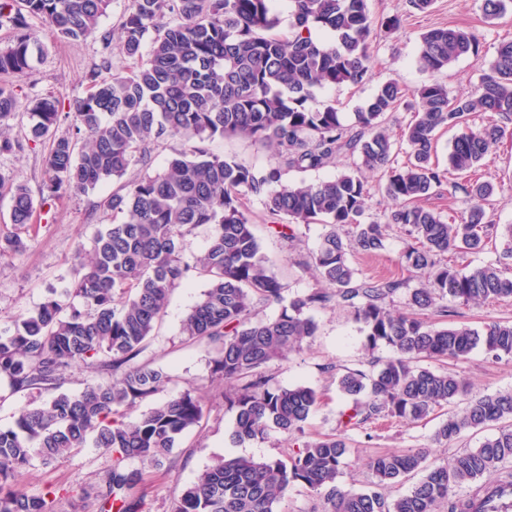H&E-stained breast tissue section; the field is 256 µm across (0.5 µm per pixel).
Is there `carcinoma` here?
<instances>
[{"instance_id": "obj_1", "label": "carcinoma", "mask_w": 512, "mask_h": 512, "mask_svg": "<svg viewBox=\"0 0 512 512\" xmlns=\"http://www.w3.org/2000/svg\"><path fill=\"white\" fill-rule=\"evenodd\" d=\"M290 2L293 31L282 34L276 0H128L115 42L110 32H99L110 0H0V27L12 30L9 43L0 46V76L30 69L37 48L33 19L66 41L97 33L102 46L100 64L84 76L88 93L76 102V135H53L61 112L59 98L50 94L28 109L23 138L0 134V154L21 149L25 139H48L50 199L87 193L107 179L120 183L103 201L117 221L96 231L71 287L0 331V381L14 393L49 394L22 409L12 426L0 428V512H53L59 499L92 496L99 512H142L138 492L146 474L164 467L180 438L203 418L193 391L161 396L170 376L138 361L173 289L194 276L209 286L183 318L181 331L214 346L211 377L224 382L235 441L302 432L318 393L302 385L274 386L263 369L315 336L318 325L305 311L331 303L353 313L368 350L384 345L396 353L339 377L338 389L348 399L343 430L384 417L413 424L449 405L456 409L436 428L437 443H451L467 429L508 424L441 464H427L424 449L372 456L368 467L381 485L424 471L408 493L392 500L338 487L347 444L335 434L304 443L287 462L220 458L182 491L174 512H276L297 483L325 493L331 512H435L441 502L448 503V512H482L484 495L498 485L512 488L509 473L476 495H456L463 485L512 465V392L466 400V383L457 374L418 365L423 359H464L479 348L512 355V322L476 329L439 326L424 317L429 309L442 321L453 316L450 301L512 299V277L503 274L512 264L511 224L495 261L467 270L448 260L450 254L485 249L498 232L483 207L493 186L478 178L448 182V195L461 192L472 201L451 223L419 204L447 182V172L480 169L512 123V40L500 43L473 90L451 97L436 74L462 56L478 55L479 39L449 27L421 35L418 60L430 78L415 90L413 119L402 134L408 159L395 167L386 114L401 101L396 82L382 84L355 113V132L344 124V113L317 100V91L369 78L375 27L391 32L399 19L377 22L368 0ZM313 28L333 39L313 38ZM116 53L130 62L122 73L112 72ZM17 107L15 86L1 80L0 121ZM486 113L497 119L475 130L467 125L469 116ZM441 128L461 129L446 170L433 162ZM217 135L247 137L271 149L272 161L255 170L214 155L206 141ZM163 141L173 143L165 169L123 181L131 165L149 167ZM355 153L368 170L390 169L382 189L394 208L383 224L364 220L369 190L358 169L314 184L284 180L290 171L321 169ZM6 194L11 223L26 228L35 213L31 192L0 175V196ZM253 199L263 204L270 229L286 241L295 239L293 224L326 228L313 255L319 286L292 298L272 319L252 317L255 304L280 302L284 290L264 266L250 220ZM201 225L211 228L209 242L189 261L184 239ZM392 226L410 239L400 255L408 277H358L348 255L383 250ZM420 274L424 280L410 287ZM400 292L404 308L388 307ZM81 365L96 369L99 378L78 393L63 391L68 370ZM145 401L151 402L145 411L125 419L122 409ZM89 446L112 460L93 493L49 483L36 495L15 482L36 461L49 467Z\"/></svg>"}]
</instances>
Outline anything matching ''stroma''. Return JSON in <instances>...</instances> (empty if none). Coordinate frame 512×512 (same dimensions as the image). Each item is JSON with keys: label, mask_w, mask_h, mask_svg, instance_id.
<instances>
[{"label": "stroma", "mask_w": 512, "mask_h": 512, "mask_svg": "<svg viewBox=\"0 0 512 512\" xmlns=\"http://www.w3.org/2000/svg\"><path fill=\"white\" fill-rule=\"evenodd\" d=\"M369 9L377 18L400 20L399 28L392 33L374 35L370 78L355 86L326 88L317 95L319 101L335 105L343 112L350 127L355 124V112L382 83L396 81L403 93L409 95L427 80V73L418 63L422 32L450 26L475 30L479 36L478 56L460 57L438 75L453 95L477 84L493 61L499 42L512 38V7L502 17L490 20L483 14V0H433L424 12L415 9L410 0H369ZM36 30L40 51L26 74L13 77L19 108L0 122V130L16 134L27 122L28 103L52 92L60 98L63 115L56 135L74 134V106L87 93L84 76L98 63L101 43L95 35L78 42L62 41L47 25H37ZM48 146L45 139L28 141L22 150L0 155V174L25 184L37 201L32 224L19 231L10 222L9 197H0V240L17 233L25 241L22 252L0 255V330L12 327L19 314L34 311L51 291L68 286L74 278L78 245L89 243L97 229L113 221L111 211L102 205L116 187L110 180L86 194L43 200ZM208 147L213 154L233 157L258 170L271 159L270 150L240 136L214 137ZM483 178L494 186L493 195L484 204L488 220L502 227L512 225V136L505 137L489 157ZM251 215L266 266L284 285V300L308 292L316 283L312 256L320 245L324 226H298L296 240L288 243L268 229L260 202H253ZM407 242V237L394 227L388 231L384 250L373 255L354 252L349 261L359 277L396 278L401 274L400 255ZM207 287L206 280L195 278L173 290L155 336L142 355L143 360L153 362L170 375L167 394L192 389L203 399L200 427L181 438L171 455L170 466L150 472L141 486L144 512H173L186 485L218 459L242 456L284 460L298 444L338 433V419L346 401L336 387L337 374L347 368L365 369L372 360L385 361L394 356L387 347L372 354L365 351L359 324L350 312L333 304L312 310L318 324L315 336L304 340L300 349L289 353L285 360L271 362L265 368L275 385H304L322 394L323 399L311 413L303 433L286 437L274 432L261 441L233 443V416L224 408V387L210 377V348L206 342L188 339L180 332L182 319ZM444 366L466 380L471 395L512 390V357L497 358L476 350L465 359L447 360ZM444 416L440 410L414 424L380 420L367 424L365 429L348 432L347 452L338 478L340 486L352 492L375 490V479L366 466L368 457L374 454L423 448L429 454V462L440 463L455 448L478 447L497 431L492 425L481 431L464 432L454 445L431 443L430 438ZM109 463L102 450L88 447L55 469L31 468L22 482L33 493L49 482L91 487Z\"/></svg>", "instance_id": "1"}]
</instances>
